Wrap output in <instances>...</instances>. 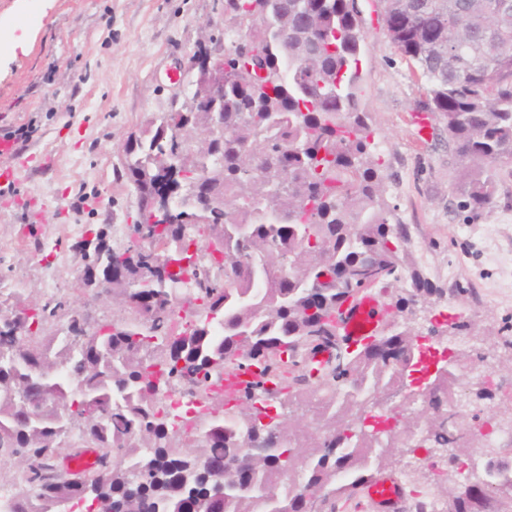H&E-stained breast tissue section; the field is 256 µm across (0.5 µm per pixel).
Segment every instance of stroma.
<instances>
[{
    "instance_id": "1",
    "label": "stroma",
    "mask_w": 512,
    "mask_h": 512,
    "mask_svg": "<svg viewBox=\"0 0 512 512\" xmlns=\"http://www.w3.org/2000/svg\"><path fill=\"white\" fill-rule=\"evenodd\" d=\"M366 47L363 100L380 148L388 219L406 225L415 267L435 287L403 311L398 289L374 288L387 317H398L434 352L471 337V365L458 374L462 420L484 436L512 428V164L499 165L500 198L471 217L455 191L460 166L448 132L431 119L418 139L412 116L425 96L416 70L383 30L377 0H357ZM224 37V0H0V135L32 129L25 151L48 153L0 208V284L31 300L67 301L90 319L111 318V299L76 291L84 261L76 244L105 230L115 247L139 223L138 194L123 148L150 121L187 97L177 82L198 43ZM455 277H448V270ZM465 330L453 328L455 316ZM499 387L482 397L472 372ZM411 469L408 489L446 500L462 476L448 455L395 449L388 471Z\"/></svg>"
}]
</instances>
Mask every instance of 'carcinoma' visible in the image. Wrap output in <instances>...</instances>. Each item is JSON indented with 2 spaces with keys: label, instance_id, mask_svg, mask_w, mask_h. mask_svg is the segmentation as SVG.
Segmentation results:
<instances>
[{
  "label": "carcinoma",
  "instance_id": "obj_1",
  "mask_svg": "<svg viewBox=\"0 0 512 512\" xmlns=\"http://www.w3.org/2000/svg\"><path fill=\"white\" fill-rule=\"evenodd\" d=\"M497 0H384L390 43L425 83L419 111L448 131L461 165L457 189L480 215L497 198L494 166L512 161V9ZM224 27L246 31L249 46L224 45V111L167 112L126 144L124 169L140 210L157 183L172 192L168 223L131 227L114 248L103 231L79 249L80 287L112 282L119 313L63 337L47 324L65 304L8 294L0 312H23L20 332H0V449L19 455L11 512H57L76 501L72 483L53 470L66 417L87 448L102 451L88 512H302L298 489L319 495L329 512L398 447L367 424L376 395L401 383L400 364L424 371L425 350L405 326H385L355 352L333 348L336 312L356 294L339 276L370 259L382 282L399 280L396 307L435 291L411 268L408 231L391 224L383 198L369 115L360 109L362 19L355 0H224ZM288 29V40L281 33ZM318 51L315 64L302 60ZM265 75H259V71ZM178 120L180 138L160 136ZM208 175L221 210L200 211L192 173ZM202 246L189 252L196 243ZM194 302L175 326L177 308ZM280 380L259 381L228 405L208 391L239 356ZM457 369L432 411L457 406ZM182 385L200 405L167 402ZM59 397L68 414L23 416L21 398ZM303 407L280 441L263 429L272 402ZM426 419V448H442L460 425ZM210 444L197 445L198 431ZM259 439L274 452L247 456ZM240 459L235 470L224 459ZM481 497L461 483L443 512L512 509V466L486 465Z\"/></svg>",
  "mask_w": 512,
  "mask_h": 512
}]
</instances>
